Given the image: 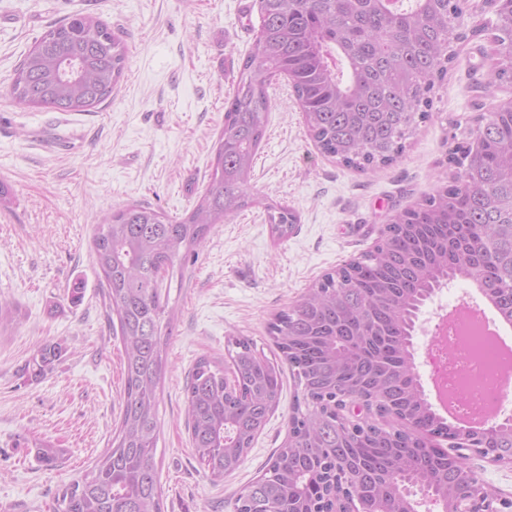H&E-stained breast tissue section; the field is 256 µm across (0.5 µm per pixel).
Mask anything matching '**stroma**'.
<instances>
[{
    "mask_svg": "<svg viewBox=\"0 0 512 512\" xmlns=\"http://www.w3.org/2000/svg\"><path fill=\"white\" fill-rule=\"evenodd\" d=\"M76 12L100 17L128 44L111 98L79 113L18 103L9 93L14 68L51 25ZM258 27L256 0H0V182L10 188L0 206V300L22 313L0 328V512H53L58 490L108 447L123 406L122 344L100 293L94 227L130 202L174 219L192 208ZM454 50L430 120L396 164L368 174L320 153L285 80L271 89L254 164L260 204L216 225L183 277L164 284L173 313L156 453L164 512H234L239 493L284 440L298 394L285 373L279 407L240 468L212 481L185 424L184 387L197 359L224 356L231 336L272 354V315L373 247L384 224L433 191L449 147L468 139L473 118L512 100V86L487 80L490 37ZM267 202L299 217L279 244ZM77 286L83 295L75 303ZM477 300L462 280L437 292L419 315L415 357L440 309ZM47 344L61 345L63 356L45 377L26 380L25 361ZM42 438L64 450L54 467L36 456Z\"/></svg>",
    "mask_w": 512,
    "mask_h": 512,
    "instance_id": "obj_1",
    "label": "stroma"
}]
</instances>
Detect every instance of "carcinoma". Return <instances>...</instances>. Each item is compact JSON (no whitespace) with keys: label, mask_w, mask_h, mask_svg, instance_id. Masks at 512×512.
Masks as SVG:
<instances>
[{"label":"carcinoma","mask_w":512,"mask_h":512,"mask_svg":"<svg viewBox=\"0 0 512 512\" xmlns=\"http://www.w3.org/2000/svg\"><path fill=\"white\" fill-rule=\"evenodd\" d=\"M485 2L498 47L488 82L512 84V0ZM258 3L254 45L224 102V127L193 208L173 220L132 203L94 229L102 296L124 349V406L109 447L60 489L53 512H162L155 456L172 325L163 283L182 275V261L214 225L259 203L254 160L274 80L291 82L321 151L367 173L395 163L430 119L451 43L486 32L468 28L467 0ZM127 62L126 42L110 26L73 14L35 41L14 69L10 93L34 109L93 112L112 96ZM446 168V180L397 213L371 250L324 273L268 322L277 355L248 338L228 341L231 386L223 362L196 361L184 388L186 426L197 461L215 481L238 469L278 408L284 367L301 388L286 440L238 495L235 512H332L346 485L379 512H417L416 501L396 492L416 485L438 512L455 506L468 463L452 451L458 443L477 448L483 438L448 424L422 394L412 336L420 307L458 278L479 285L512 320L511 100L475 119ZM265 210L272 236L288 238L297 215L282 205ZM61 355L58 345L38 348L24 375L44 377ZM348 398L367 400L398 426L346 418ZM488 445L511 453L512 425L494 430ZM35 448L48 466L64 453L44 440Z\"/></svg>","instance_id":"obj_1"}]
</instances>
